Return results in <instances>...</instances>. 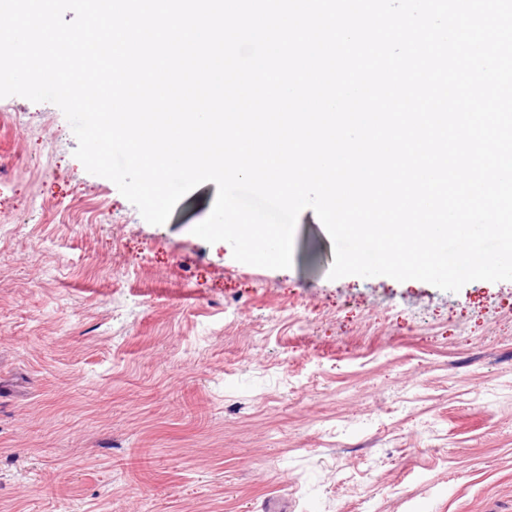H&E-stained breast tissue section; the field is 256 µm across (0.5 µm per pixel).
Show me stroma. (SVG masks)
Wrapping results in <instances>:
<instances>
[{
	"label": "stroma",
	"mask_w": 512,
	"mask_h": 512,
	"mask_svg": "<svg viewBox=\"0 0 512 512\" xmlns=\"http://www.w3.org/2000/svg\"><path fill=\"white\" fill-rule=\"evenodd\" d=\"M0 98V512H512V281L329 279L162 225Z\"/></svg>",
	"instance_id": "obj_1"
}]
</instances>
